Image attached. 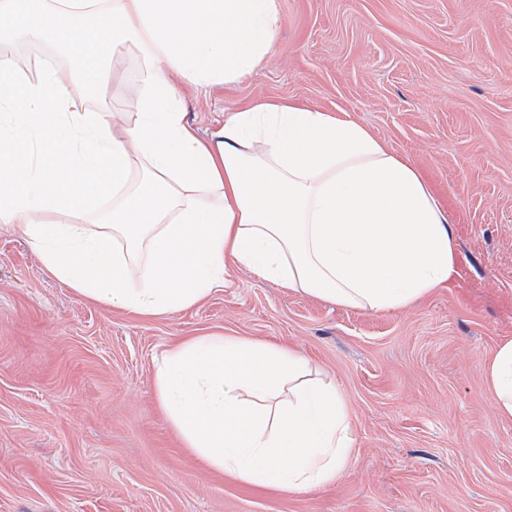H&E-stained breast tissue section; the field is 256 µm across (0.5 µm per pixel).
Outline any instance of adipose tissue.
Returning a JSON list of instances; mask_svg holds the SVG:
<instances>
[{"mask_svg": "<svg viewBox=\"0 0 512 512\" xmlns=\"http://www.w3.org/2000/svg\"><path fill=\"white\" fill-rule=\"evenodd\" d=\"M281 24L277 0H29L20 36L58 43L75 67L27 74L0 56V221L79 296L145 316L196 305L233 267L373 312L449 287L451 212L346 111L249 104L206 139L186 121L181 82L240 80ZM130 46L144 93L119 125L102 54ZM307 366L281 344L193 336L163 353L155 395L199 462L294 493L333 483L352 451L344 394ZM483 373L512 420V339Z\"/></svg>", "mask_w": 512, "mask_h": 512, "instance_id": "obj_1", "label": "adipose tissue"}]
</instances>
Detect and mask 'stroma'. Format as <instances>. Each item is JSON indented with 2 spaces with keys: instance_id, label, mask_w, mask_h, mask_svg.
I'll use <instances>...</instances> for the list:
<instances>
[{
  "instance_id": "obj_1",
  "label": "stroma",
  "mask_w": 512,
  "mask_h": 512,
  "mask_svg": "<svg viewBox=\"0 0 512 512\" xmlns=\"http://www.w3.org/2000/svg\"><path fill=\"white\" fill-rule=\"evenodd\" d=\"M270 55L235 83H183L206 137L245 104L349 112L452 212L459 275L372 313L255 274L146 317L77 296L0 222V512H512V420L482 368L512 338V0H278ZM105 96L144 93L139 53ZM291 345L351 409L329 486L265 492L189 456L161 411L156 363L186 336Z\"/></svg>"
}]
</instances>
